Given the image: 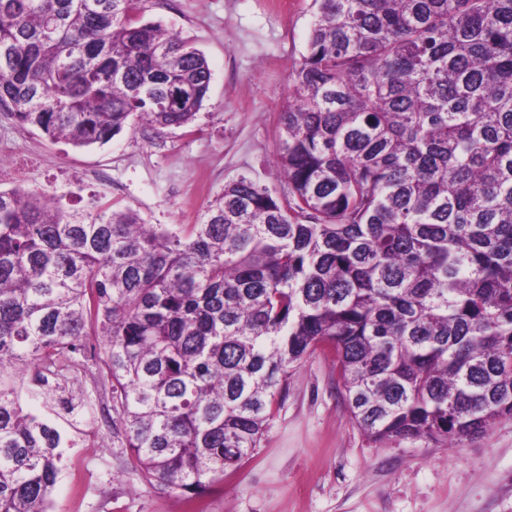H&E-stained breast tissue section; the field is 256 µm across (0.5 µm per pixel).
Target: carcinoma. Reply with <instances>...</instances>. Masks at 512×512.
Returning <instances> with one entry per match:
<instances>
[{
  "mask_svg": "<svg viewBox=\"0 0 512 512\" xmlns=\"http://www.w3.org/2000/svg\"><path fill=\"white\" fill-rule=\"evenodd\" d=\"M140 0H0V107L74 148L194 123L204 54ZM280 111L277 196L198 223L0 191V512H49L68 377L99 336L129 468L191 500L259 447L288 369L333 346L376 441L512 418V0H314Z\"/></svg>",
  "mask_w": 512,
  "mask_h": 512,
  "instance_id": "cac0c4a2",
  "label": "carcinoma"
}]
</instances>
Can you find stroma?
Masks as SVG:
<instances>
[{
  "label": "stroma",
  "mask_w": 512,
  "mask_h": 512,
  "mask_svg": "<svg viewBox=\"0 0 512 512\" xmlns=\"http://www.w3.org/2000/svg\"><path fill=\"white\" fill-rule=\"evenodd\" d=\"M141 17L191 41L211 70L193 129L122 132L103 146L49 141L0 111V155L17 158L0 190L36 192L63 208L136 211L149 224H194L226 184L246 176L273 194L279 111L305 51L313 0H143ZM53 512H187L145 485L109 419L64 451ZM202 512H512V418L440 445L368 439L351 417L336 353L319 346L291 369L259 448L197 495Z\"/></svg>",
  "instance_id": "1"
}]
</instances>
